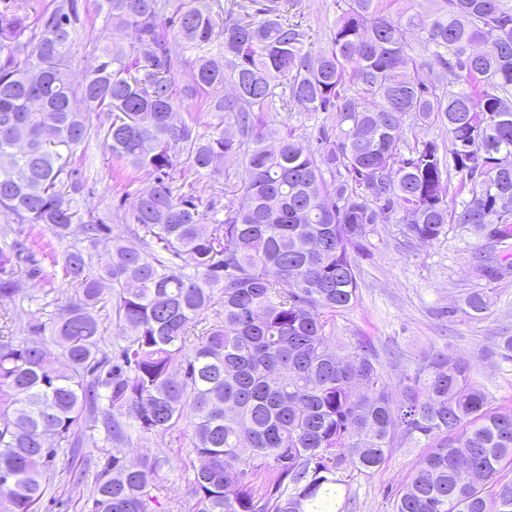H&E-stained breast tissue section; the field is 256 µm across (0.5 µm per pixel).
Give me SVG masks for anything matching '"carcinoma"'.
<instances>
[{
	"mask_svg": "<svg viewBox=\"0 0 512 512\" xmlns=\"http://www.w3.org/2000/svg\"><path fill=\"white\" fill-rule=\"evenodd\" d=\"M347 0L326 45L288 18V0H186L163 17L160 0H101L105 24L134 42L105 41L82 83L71 80L74 0L33 20L0 9V215L17 223L0 250V299L51 282L36 252L80 235L63 255L74 297L33 316L28 333L0 336V512H42L45 466L101 424L112 445L96 474L89 512H155L149 460L122 452L142 434L191 430L196 512H341V490L369 476L396 441L425 448L392 512H512V408L494 403L454 350L415 355L395 401L368 336L336 335L359 297L355 256L379 215L401 214L409 240L433 242L452 224H476L489 247L512 240V0ZM193 54L194 98L211 99L214 130L180 118L166 32ZM456 83L423 79L411 37ZM287 94L280 96L276 89ZM81 100L83 108L73 106ZM289 106L323 114L320 147L268 117ZM96 127L112 157L152 182L127 212L139 246L85 221V188L72 156ZM411 132L404 129V118ZM250 138L224 218L175 185L184 162L215 173L242 151L223 129ZM447 127L451 161L426 130ZM458 190L482 197L448 209ZM40 227L50 238L27 241ZM512 260L474 268L487 284ZM111 305L119 338L105 345L97 309ZM491 289L464 291L448 318L486 317ZM491 354L512 362V335Z\"/></svg>",
	"mask_w": 512,
	"mask_h": 512,
	"instance_id": "carcinoma-1",
	"label": "carcinoma"
}]
</instances>
